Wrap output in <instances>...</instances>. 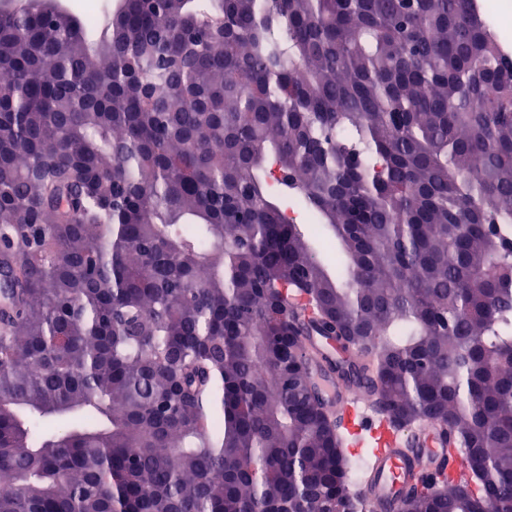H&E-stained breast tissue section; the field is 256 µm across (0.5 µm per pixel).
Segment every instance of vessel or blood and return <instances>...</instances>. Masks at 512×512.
<instances>
[{
	"label": "vessel or blood",
	"mask_w": 512,
	"mask_h": 512,
	"mask_svg": "<svg viewBox=\"0 0 512 512\" xmlns=\"http://www.w3.org/2000/svg\"><path fill=\"white\" fill-rule=\"evenodd\" d=\"M331 402L343 409L350 432L372 444L357 490L365 512H388L411 485L448 456V438L431 424H419L395 435L375 414L371 402L346 381L329 376L317 379Z\"/></svg>",
	"instance_id": "obj_1"
}]
</instances>
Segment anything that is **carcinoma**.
<instances>
[{
    "mask_svg": "<svg viewBox=\"0 0 512 512\" xmlns=\"http://www.w3.org/2000/svg\"><path fill=\"white\" fill-rule=\"evenodd\" d=\"M116 11L0 12V512H336L310 336L467 457L397 512H512V70L473 0ZM285 208L287 213L288 210H295V223L300 224L302 230L308 233L312 246L322 255H324V253L328 254L331 249H326L324 245L329 236L322 229L321 224L310 223L311 218L309 214L297 203L295 199H288V202L285 204Z\"/></svg>",
    "mask_w": 512,
    "mask_h": 512,
    "instance_id": "carcinoma-1",
    "label": "carcinoma"
}]
</instances>
